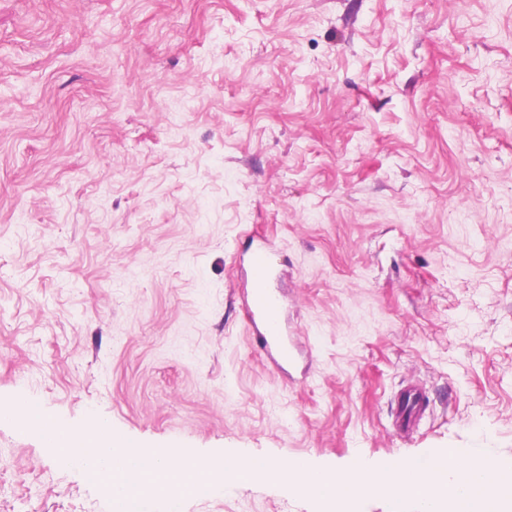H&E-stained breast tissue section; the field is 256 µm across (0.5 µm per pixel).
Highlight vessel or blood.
<instances>
[{"instance_id":"obj_1","label":"vessel or blood","mask_w":512,"mask_h":512,"mask_svg":"<svg viewBox=\"0 0 512 512\" xmlns=\"http://www.w3.org/2000/svg\"><path fill=\"white\" fill-rule=\"evenodd\" d=\"M247 273L251 287L246 297V308L255 335L253 344L257 352L275 353L280 362H288V345L282 306L272 287L275 270L266 241H258L247 254ZM429 406L425 389L410 384L400 394L396 412L397 426L401 432H409L422 418Z\"/></svg>"}]
</instances>
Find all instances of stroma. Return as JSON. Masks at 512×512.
I'll use <instances>...</instances> for the list:
<instances>
[{
	"mask_svg": "<svg viewBox=\"0 0 512 512\" xmlns=\"http://www.w3.org/2000/svg\"><path fill=\"white\" fill-rule=\"evenodd\" d=\"M256 237L283 368L250 344ZM13 396L200 456L512 459V0H0ZM108 509L0 423V512ZM182 512L324 509L255 480ZM429 406L425 389L419 384H409L400 394L399 409L396 411L397 426L408 433L422 418Z\"/></svg>",
	"mask_w": 512,
	"mask_h": 512,
	"instance_id": "1",
	"label": "stroma"
}]
</instances>
